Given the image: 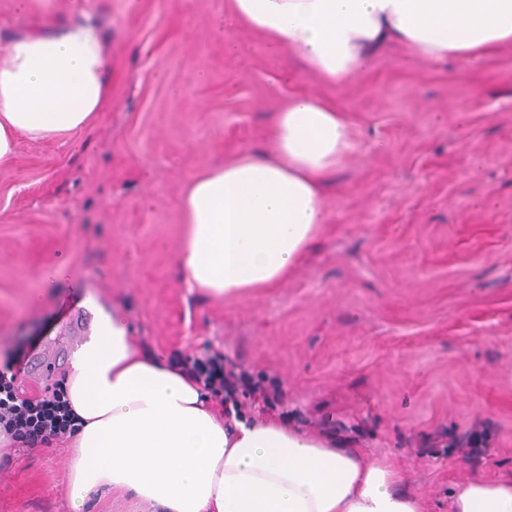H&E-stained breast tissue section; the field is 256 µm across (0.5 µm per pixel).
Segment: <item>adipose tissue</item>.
<instances>
[{
    "mask_svg": "<svg viewBox=\"0 0 512 512\" xmlns=\"http://www.w3.org/2000/svg\"><path fill=\"white\" fill-rule=\"evenodd\" d=\"M232 22L294 51L331 83L398 44L430 63L512 44V0H229ZM112 60L91 17H41L0 51V168L19 137L64 138L108 100ZM267 145L193 176L179 198L174 259L184 286L214 298L285 280L327 220L323 187L353 147L344 112L301 96L269 119ZM89 339L68 358L77 433L67 502L130 496L148 512H422L402 473L274 423L224 422L187 373L136 349L119 311L88 303ZM448 512H512V472L471 478Z\"/></svg>",
    "mask_w": 512,
    "mask_h": 512,
    "instance_id": "1",
    "label": "adipose tissue"
}]
</instances>
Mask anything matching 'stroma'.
Masks as SVG:
<instances>
[{"label": "stroma", "mask_w": 512, "mask_h": 512, "mask_svg": "<svg viewBox=\"0 0 512 512\" xmlns=\"http://www.w3.org/2000/svg\"><path fill=\"white\" fill-rule=\"evenodd\" d=\"M71 0H0V49ZM112 55L89 128L20 139L0 168V367L27 397L58 388L86 295L165 356L218 351L276 381L275 421L389 459L426 512L512 470V45L430 64L400 46L343 84L224 27L228 0H88ZM237 43L231 53L227 43ZM346 112L354 147L328 221L288 279L215 299L173 264L189 178L265 144L296 95ZM63 442L14 444L0 512H69Z\"/></svg>", "instance_id": "35a3bbf8"}]
</instances>
